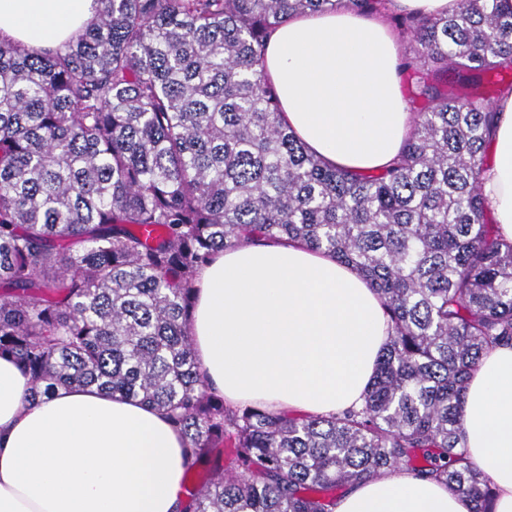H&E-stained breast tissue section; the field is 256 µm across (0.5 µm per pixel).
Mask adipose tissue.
Returning a JSON list of instances; mask_svg holds the SVG:
<instances>
[{
    "label": "adipose tissue",
    "instance_id": "ef3b65f1",
    "mask_svg": "<svg viewBox=\"0 0 512 512\" xmlns=\"http://www.w3.org/2000/svg\"><path fill=\"white\" fill-rule=\"evenodd\" d=\"M95 0H0V37L64 47ZM265 70L283 121L327 163L388 166L412 125L397 37L350 9L297 16L269 36ZM482 193L512 241V90L494 105ZM382 302L351 267L297 242L218 252L198 274L190 319L207 387L235 405L327 415L360 405L388 340ZM0 358V512H180L185 439L164 411L95 388L28 400ZM466 451L512 512V347L486 353L466 389ZM335 512H470L442 483L401 471L355 485Z\"/></svg>",
    "mask_w": 512,
    "mask_h": 512
}]
</instances>
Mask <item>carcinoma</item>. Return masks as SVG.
<instances>
[{
    "mask_svg": "<svg viewBox=\"0 0 512 512\" xmlns=\"http://www.w3.org/2000/svg\"><path fill=\"white\" fill-rule=\"evenodd\" d=\"M62 50L0 39V356L32 384L165 411L186 441L183 512H333L405 467L492 512L462 422L483 354L512 346V242L481 182L512 89V7L395 13L413 127L382 170L331 167L280 117L264 68L289 17L391 0H96ZM467 89L448 93V86ZM300 241L356 270L391 336L364 404L230 408L191 346L195 273L219 251Z\"/></svg>",
    "mask_w": 512,
    "mask_h": 512,
    "instance_id": "cac0c4a2",
    "label": "carcinoma"
}]
</instances>
